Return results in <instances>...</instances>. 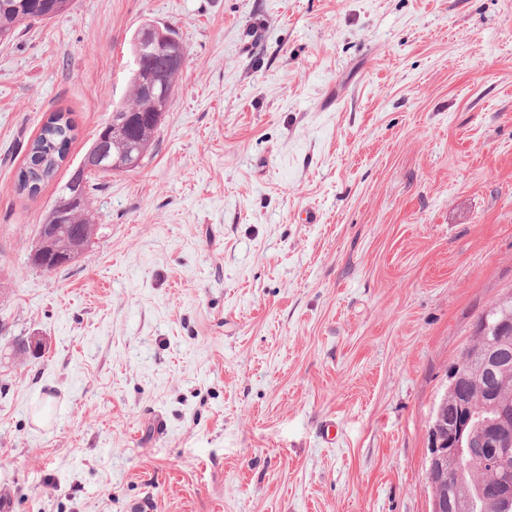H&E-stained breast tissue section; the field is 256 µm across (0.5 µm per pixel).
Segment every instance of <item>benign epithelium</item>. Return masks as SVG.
I'll return each instance as SVG.
<instances>
[{"instance_id":"benign-epithelium-1","label":"benign epithelium","mask_w":512,"mask_h":512,"mask_svg":"<svg viewBox=\"0 0 512 512\" xmlns=\"http://www.w3.org/2000/svg\"><path fill=\"white\" fill-rule=\"evenodd\" d=\"M159 50L164 52L168 62L166 71H157L145 65L146 60ZM137 51L139 83L155 101V112L159 114L166 104L169 72L183 67L182 47L170 40L161 29L146 27L140 31ZM109 138L110 135H104L92 155L94 167L99 172L112 173L140 162L141 149L137 142H131L123 154L114 158L108 145ZM82 174L81 167L73 172L68 185L69 193L61 198L60 209L65 211L84 205ZM55 239L54 225H42L31 250L32 263L38 268H45L46 259L53 253ZM92 243L93 237L81 228L75 234L70 251L58 254L57 259L69 264ZM503 340L504 346L500 348L489 347L479 351L478 367H472L463 358L448 371V389L429 427L426 468L432 491L431 512H446L449 508L448 487L466 474L473 459L505 460L512 455V410L503 406L498 416L492 419H484L473 410L475 399L493 398L496 395L489 381L491 375L506 363L507 347L512 345V336H505ZM488 498L503 512L512 509V473L506 471L498 474L497 483L488 490Z\"/></svg>"}]
</instances>
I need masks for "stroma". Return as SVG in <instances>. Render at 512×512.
Returning a JSON list of instances; mask_svg holds the SVG:
<instances>
[{"instance_id": "1", "label": "stroma", "mask_w": 512, "mask_h": 512, "mask_svg": "<svg viewBox=\"0 0 512 512\" xmlns=\"http://www.w3.org/2000/svg\"><path fill=\"white\" fill-rule=\"evenodd\" d=\"M147 24L186 47L153 146L36 268ZM57 110L77 138L19 193ZM510 287L512 0H75L0 44L12 512H430L448 369Z\"/></svg>"}]
</instances>
